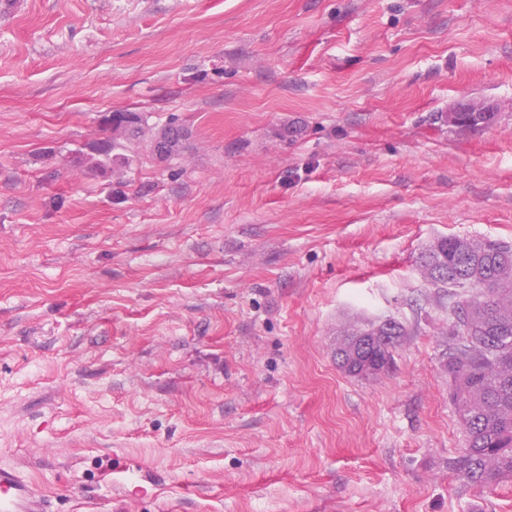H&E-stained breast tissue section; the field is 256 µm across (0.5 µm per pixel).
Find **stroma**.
<instances>
[{"instance_id":"stroma-1","label":"stroma","mask_w":512,"mask_h":512,"mask_svg":"<svg viewBox=\"0 0 512 512\" xmlns=\"http://www.w3.org/2000/svg\"><path fill=\"white\" fill-rule=\"evenodd\" d=\"M117 111L190 137L94 174ZM441 237L512 244V0H0V464L50 512H512L448 467ZM343 333L334 347L336 365L347 375L368 377L390 367L393 350L405 335V330L402 324L389 318L353 327ZM357 342L364 343L365 347Z\"/></svg>"}]
</instances>
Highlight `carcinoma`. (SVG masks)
Listing matches in <instances>:
<instances>
[{"instance_id": "obj_1", "label": "carcinoma", "mask_w": 512, "mask_h": 512, "mask_svg": "<svg viewBox=\"0 0 512 512\" xmlns=\"http://www.w3.org/2000/svg\"><path fill=\"white\" fill-rule=\"evenodd\" d=\"M102 123L112 140L78 153L76 162L104 176L129 162L120 149L144 136L145 120L134 112H111ZM188 136V128L173 118L148 146L155 155L164 148L167 158ZM419 267L436 288H466L471 278L479 285L453 308L449 333L455 343L445 367L466 437L452 470L471 488H491L512 480V246L442 238L421 253ZM403 335L404 327L392 318L347 329L334 347L336 365L354 377L383 372Z\"/></svg>"}]
</instances>
